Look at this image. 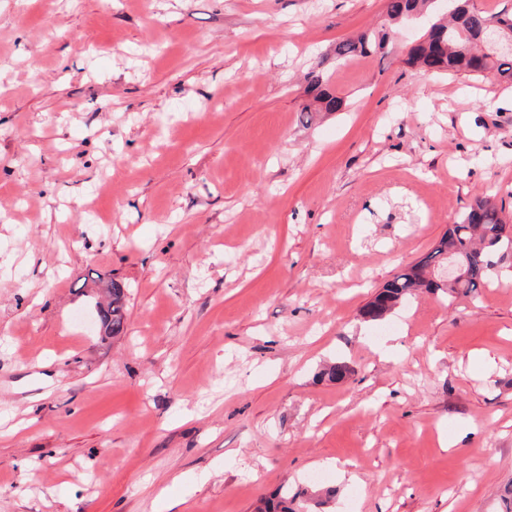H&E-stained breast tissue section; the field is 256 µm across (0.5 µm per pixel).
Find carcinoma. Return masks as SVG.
Masks as SVG:
<instances>
[{
	"label": "carcinoma",
	"mask_w": 512,
	"mask_h": 512,
	"mask_svg": "<svg viewBox=\"0 0 512 512\" xmlns=\"http://www.w3.org/2000/svg\"><path fill=\"white\" fill-rule=\"evenodd\" d=\"M437 0H387L385 23L378 29L366 30L336 44V59L383 50L391 32L398 24L428 11ZM448 14L429 27L418 40L405 63L422 71L444 72L449 75L493 74L503 82L512 83V10L488 13L477 8L473 0H449ZM310 89L321 110L339 112L344 100L323 88V74L309 72ZM512 254V231L507 230L503 211L492 200L482 197L468 206L448 227L438 244L418 262L396 273L377 291L362 310L370 321L384 319L407 298L419 291L441 292L451 298L471 296L485 287L494 269L491 256ZM467 259L466 277L450 284L439 277L438 271L448 264V258ZM110 300L96 303L105 336L117 337L126 328V294L116 282H108ZM305 491L283 494L265 504V512H309Z\"/></svg>",
	"instance_id": "carcinoma-1"
}]
</instances>
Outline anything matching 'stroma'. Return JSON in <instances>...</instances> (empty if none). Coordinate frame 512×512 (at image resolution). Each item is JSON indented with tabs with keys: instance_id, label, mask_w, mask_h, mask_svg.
Wrapping results in <instances>:
<instances>
[{
	"instance_id": "stroma-1",
	"label": "stroma",
	"mask_w": 512,
	"mask_h": 512,
	"mask_svg": "<svg viewBox=\"0 0 512 512\" xmlns=\"http://www.w3.org/2000/svg\"><path fill=\"white\" fill-rule=\"evenodd\" d=\"M384 10L0 0V512H501L512 254L361 311L476 198L512 219V88L408 67L426 19L337 59ZM309 86L316 91L315 99L319 102L321 110L325 112H338L342 110L344 100L338 95H333L323 88V74L320 71L312 70L308 75ZM109 302L102 306L96 302L95 307L99 309L100 324L105 328V337L121 336L126 328V294L124 288L116 282H107ZM305 491L298 490L288 496V488L278 500H270L265 504V512H309L306 500L303 499Z\"/></svg>"
}]
</instances>
